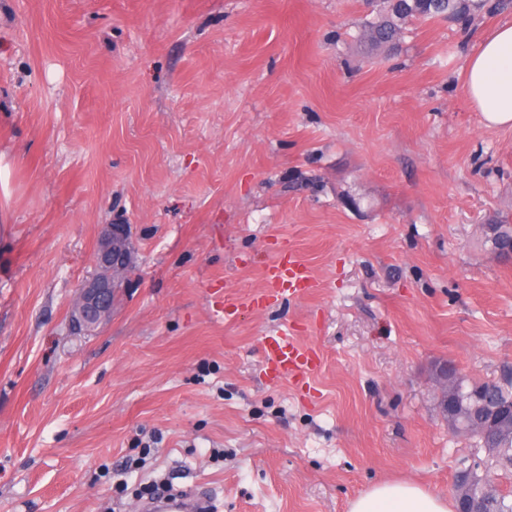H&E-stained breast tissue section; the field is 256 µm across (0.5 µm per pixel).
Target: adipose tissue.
I'll use <instances>...</instances> for the list:
<instances>
[{
	"instance_id": "ef3b65f1",
	"label": "adipose tissue",
	"mask_w": 512,
	"mask_h": 512,
	"mask_svg": "<svg viewBox=\"0 0 512 512\" xmlns=\"http://www.w3.org/2000/svg\"><path fill=\"white\" fill-rule=\"evenodd\" d=\"M464 91L490 127L512 128V21L500 23L469 55ZM348 512H453L446 498L411 481H382Z\"/></svg>"
}]
</instances>
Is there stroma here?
<instances>
[{
    "label": "stroma",
    "instance_id": "stroma-1",
    "mask_svg": "<svg viewBox=\"0 0 512 512\" xmlns=\"http://www.w3.org/2000/svg\"><path fill=\"white\" fill-rule=\"evenodd\" d=\"M508 19L416 21L376 55L362 0H0V512L452 498L478 452L435 370L512 366V258L482 231L512 219V128L462 91ZM107 224L130 266L78 334ZM288 248L308 294L247 308ZM284 328L322 356L309 381L265 374ZM348 512H453L448 499L411 481L378 482L349 502ZM194 503L199 510L210 511L212 499L200 496L188 491H175L170 493V499L156 506L159 512H187L192 509Z\"/></svg>",
    "mask_w": 512,
    "mask_h": 512
}]
</instances>
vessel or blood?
Returning <instances> with one entry per match:
<instances>
[{
    "instance_id": "1",
    "label": "vessel or blood",
    "mask_w": 512,
    "mask_h": 512,
    "mask_svg": "<svg viewBox=\"0 0 512 512\" xmlns=\"http://www.w3.org/2000/svg\"><path fill=\"white\" fill-rule=\"evenodd\" d=\"M265 279V292L249 301L252 308H263L269 301L287 296L300 297L312 286L308 269L289 250L277 253L267 264ZM320 362L321 358L316 351L303 346L288 331H278L264 341L263 365L273 380L285 377L308 379ZM211 504L210 497L176 491L171 493L169 499L158 504L157 509L158 512H208Z\"/></svg>"
}]
</instances>
